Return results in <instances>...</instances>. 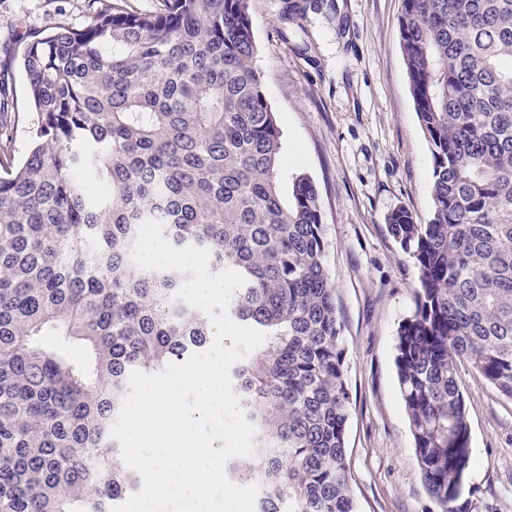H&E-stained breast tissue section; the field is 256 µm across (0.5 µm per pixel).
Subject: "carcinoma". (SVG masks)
<instances>
[{"label": "carcinoma", "instance_id": "1", "mask_svg": "<svg viewBox=\"0 0 512 512\" xmlns=\"http://www.w3.org/2000/svg\"><path fill=\"white\" fill-rule=\"evenodd\" d=\"M101 0L22 60L37 114L0 173V512H111L138 478L110 428L132 372L204 348L175 299L190 274L136 267L140 225L246 280L228 314L266 334L232 372L259 467L257 512H356L346 355L316 187L283 188L249 0ZM324 0H285L290 24ZM400 46L432 154L433 208L389 235L419 288L398 331L399 391L428 493L461 512L471 465L459 367L512 400V0H402ZM92 174L108 194L88 197Z\"/></svg>", "mask_w": 512, "mask_h": 512}]
</instances>
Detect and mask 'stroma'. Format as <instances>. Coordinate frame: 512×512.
I'll return each mask as SVG.
<instances>
[{
  "label": "stroma",
  "mask_w": 512,
  "mask_h": 512,
  "mask_svg": "<svg viewBox=\"0 0 512 512\" xmlns=\"http://www.w3.org/2000/svg\"><path fill=\"white\" fill-rule=\"evenodd\" d=\"M256 63L282 131L285 176L316 186L350 394L346 429L357 512H441L427 493L399 392L398 329L414 308L413 261L387 231L404 207L432 210V156L400 48L402 0H336L335 20L283 28L284 0H250ZM88 0H0V121L21 165L36 121L19 59L36 30L78 26ZM471 467L464 512H512V400L461 369Z\"/></svg>",
  "instance_id": "35a3bbf8"
}]
</instances>
